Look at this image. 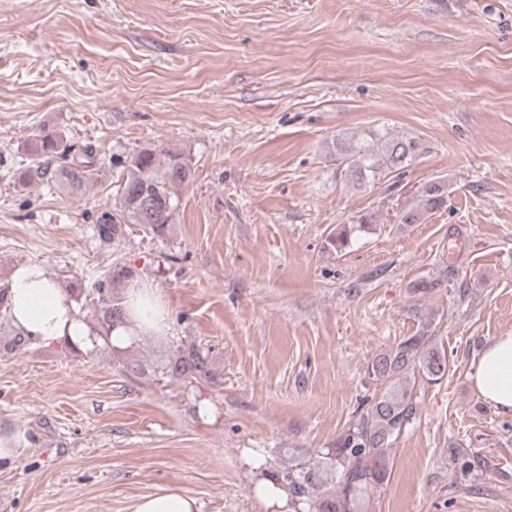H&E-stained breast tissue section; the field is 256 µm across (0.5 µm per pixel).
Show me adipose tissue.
<instances>
[{
    "instance_id": "1",
    "label": "adipose tissue",
    "mask_w": 512,
    "mask_h": 512,
    "mask_svg": "<svg viewBox=\"0 0 512 512\" xmlns=\"http://www.w3.org/2000/svg\"><path fill=\"white\" fill-rule=\"evenodd\" d=\"M8 303L15 327L24 329L43 343L64 339L82 346L90 329L64 288L50 278L37 262L18 264L11 272ZM127 312L124 323L109 332L112 347L125 348L138 336L163 332L168 312L162 294L144 280L125 290ZM472 380L485 402L499 413L512 414V333L495 337L482 350L472 371Z\"/></svg>"
}]
</instances>
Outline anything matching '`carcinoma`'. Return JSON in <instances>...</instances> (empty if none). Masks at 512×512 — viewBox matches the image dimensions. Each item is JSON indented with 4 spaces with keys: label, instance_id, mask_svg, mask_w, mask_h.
Here are the masks:
<instances>
[{
    "label": "carcinoma",
    "instance_id": "1",
    "mask_svg": "<svg viewBox=\"0 0 512 512\" xmlns=\"http://www.w3.org/2000/svg\"><path fill=\"white\" fill-rule=\"evenodd\" d=\"M424 152L413 138H390L377 129L370 131V140L365 143L336 139L338 170L364 184L408 167ZM33 153L35 158L20 176L25 184L80 193L98 171L94 146L86 144L77 150L53 130H42ZM128 168L119 202L115 209L103 213L97 224L100 239L120 243L126 224H138L154 237L166 236L179 205L176 189L192 179L191 165L180 154L160 155L152 148H143L131 157ZM447 203V184L439 178L429 180L415 200L400 211L398 223L421 224L426 215ZM374 224V215L363 214L356 224L331 236L329 243L340 253L349 245L352 232L370 231ZM134 279V270L117 264L88 291L97 302L93 314L104 328L123 318V291ZM446 287L448 272L441 271L415 279L411 293L426 297ZM449 368L447 353L437 347L427 328L380 351L366 365L367 376L380 389L364 400L363 413L337 439L336 446L314 459L298 448H287L288 464L262 471L263 479L287 493L289 512H366L370 495L389 481L394 445L419 416L420 401L412 380L437 383ZM161 376L170 381L217 379L208 354L194 345L177 348L162 364Z\"/></svg>",
    "mask_w": 512,
    "mask_h": 512
}]
</instances>
